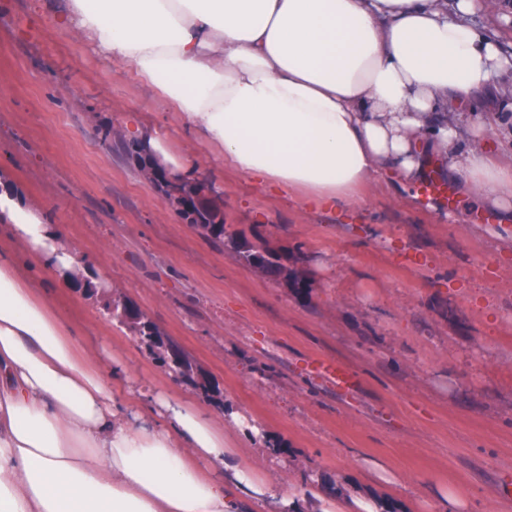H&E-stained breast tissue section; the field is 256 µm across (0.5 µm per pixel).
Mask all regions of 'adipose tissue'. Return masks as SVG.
I'll list each match as a JSON object with an SVG mask.
<instances>
[{"label":"adipose tissue","instance_id":"obj_1","mask_svg":"<svg viewBox=\"0 0 512 512\" xmlns=\"http://www.w3.org/2000/svg\"><path fill=\"white\" fill-rule=\"evenodd\" d=\"M476 0H36L100 59L154 86L253 184L318 208L362 206L376 176L419 183L427 159L480 205L512 214V168L479 141L498 112L470 106L512 70L472 25ZM167 177L197 179L167 132L129 118ZM0 224L60 273L82 255L0 181ZM233 423L253 452L232 447ZM263 426L216 418L120 366L89 365L61 315L0 251V512H389L386 500L291 490ZM263 457L257 468L253 457Z\"/></svg>","mask_w":512,"mask_h":512}]
</instances>
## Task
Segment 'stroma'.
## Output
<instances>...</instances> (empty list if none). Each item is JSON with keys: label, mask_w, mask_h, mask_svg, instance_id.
Wrapping results in <instances>:
<instances>
[{"label": "stroma", "mask_w": 512, "mask_h": 512, "mask_svg": "<svg viewBox=\"0 0 512 512\" xmlns=\"http://www.w3.org/2000/svg\"><path fill=\"white\" fill-rule=\"evenodd\" d=\"M129 112L198 163L226 234L274 251L298 279L215 246L134 157L108 149ZM0 177L87 269L106 268L113 300L142 311L206 385L176 379L102 295L60 285L1 231L0 250L21 259L89 360L218 415L243 411L288 448L290 485L317 472L392 512H435L441 488L466 512H512V223L460 192L442 206L395 181L369 180L363 207L336 211L264 193L155 88L92 56L33 0H0ZM314 358L344 363L357 387L337 391L308 370ZM374 465L401 484L372 483Z\"/></svg>", "instance_id": "1"}]
</instances>
